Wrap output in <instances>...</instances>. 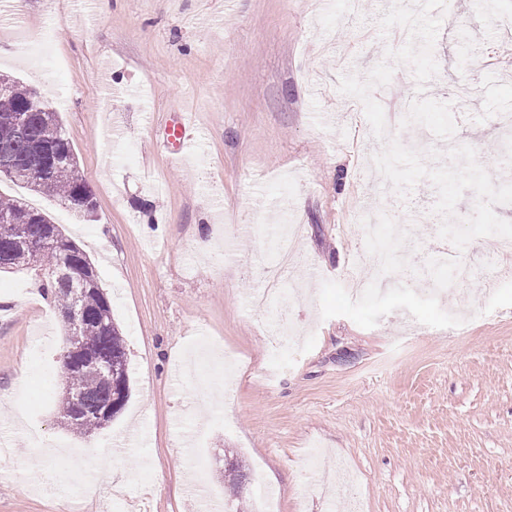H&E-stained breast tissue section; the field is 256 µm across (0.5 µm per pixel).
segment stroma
Segmentation results:
<instances>
[{"label":"stroma","mask_w":512,"mask_h":512,"mask_svg":"<svg viewBox=\"0 0 512 512\" xmlns=\"http://www.w3.org/2000/svg\"><path fill=\"white\" fill-rule=\"evenodd\" d=\"M392 0H366L348 19L316 0H5L0 72L36 88L59 112L96 201L84 220L56 198L0 179V196L24 198L74 239L96 267L129 356L130 397L91 436L60 422L57 355L62 318L35 271L0 274V512H203L210 492L229 512H253L259 487L281 512H328V475L360 480L346 512H512V255L472 240L460 258L467 284L438 294L418 282L436 253L429 180L393 193L372 164L381 148L362 103L340 77H367L402 47L381 33ZM45 34L49 60L31 59L21 35ZM512 34L487 0H448L434 57L438 74L418 89L396 66L372 97L408 111L417 94L452 105L455 135L393 127L422 151L466 144L494 184L512 166L492 150L512 131L494 116L512 102ZM469 58L457 65L458 56ZM192 113L195 155L175 162L167 128ZM384 206L380 234L391 264L366 267L352 292L356 213ZM300 225L285 313L296 353L273 363L268 313L247 310L254 267L272 254L275 226ZM216 228L214 258L195 246ZM237 356L223 406L210 375ZM41 429L67 448L109 453L102 469L68 470L35 459ZM151 436L122 449L124 434ZM242 458L241 487L224 482L225 456Z\"/></svg>","instance_id":"stroma-1"}]
</instances>
